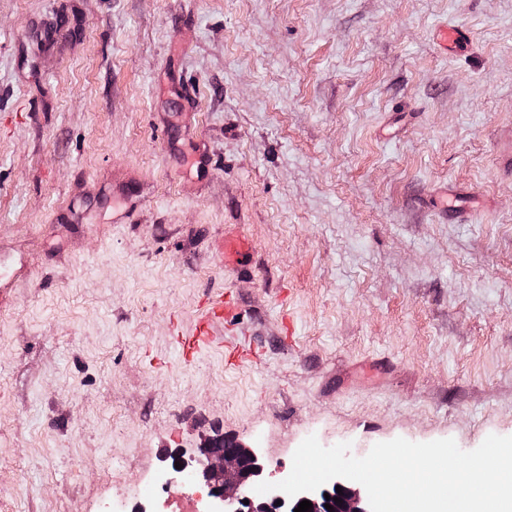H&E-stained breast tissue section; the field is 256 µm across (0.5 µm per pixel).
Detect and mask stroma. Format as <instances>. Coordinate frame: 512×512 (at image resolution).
<instances>
[{
	"label": "stroma",
	"mask_w": 512,
	"mask_h": 512,
	"mask_svg": "<svg viewBox=\"0 0 512 512\" xmlns=\"http://www.w3.org/2000/svg\"><path fill=\"white\" fill-rule=\"evenodd\" d=\"M508 145L512 0H0V512H134L215 433L512 436ZM436 40L445 52H454L468 44L469 34L462 27H444L437 31ZM241 307L229 296L221 293L211 299L205 306L194 330L188 334L176 336L177 343L185 359L194 357L199 351L211 346L217 339L212 333V328L217 323H232L238 320Z\"/></svg>",
	"instance_id": "obj_1"
}]
</instances>
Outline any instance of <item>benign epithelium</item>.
<instances>
[{
  "mask_svg": "<svg viewBox=\"0 0 512 512\" xmlns=\"http://www.w3.org/2000/svg\"><path fill=\"white\" fill-rule=\"evenodd\" d=\"M172 461L168 469V481L199 485L206 490L207 512H294L299 503L308 500L312 509L308 512H329V504L335 512H370L369 500L348 487L343 494L335 492L337 481L311 493H302L293 499L279 491H272L261 499L251 495L254 485L265 480L267 466L257 453L236 441L226 444L222 437L208 439L190 456L183 453L169 455ZM182 468H175V464ZM330 498H325L324 494ZM342 504L335 503V499Z\"/></svg>",
  "mask_w": 512,
  "mask_h": 512,
  "instance_id": "1",
  "label": "benign epithelium"
}]
</instances>
